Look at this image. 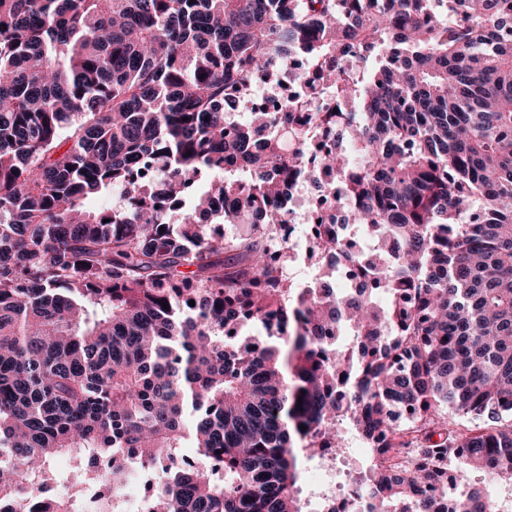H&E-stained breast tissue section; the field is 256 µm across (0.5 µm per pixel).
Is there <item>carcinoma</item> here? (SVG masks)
<instances>
[{
    "label": "carcinoma",
    "instance_id": "carcinoma-1",
    "mask_svg": "<svg viewBox=\"0 0 512 512\" xmlns=\"http://www.w3.org/2000/svg\"><path fill=\"white\" fill-rule=\"evenodd\" d=\"M260 75L299 102L235 118ZM345 426L365 512H498L468 467L512 485V0H0V512H76L39 493L63 451L112 490L93 512L129 456L159 512H301Z\"/></svg>",
    "mask_w": 512,
    "mask_h": 512
}]
</instances>
